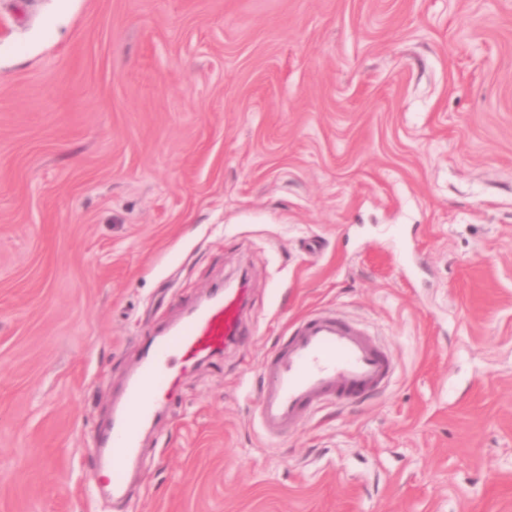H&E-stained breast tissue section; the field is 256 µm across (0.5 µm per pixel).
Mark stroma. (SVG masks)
I'll return each instance as SVG.
<instances>
[{
  "mask_svg": "<svg viewBox=\"0 0 512 512\" xmlns=\"http://www.w3.org/2000/svg\"><path fill=\"white\" fill-rule=\"evenodd\" d=\"M241 281L89 491L146 338ZM314 310L395 374L272 443ZM0 512H512V0H0Z\"/></svg>",
  "mask_w": 512,
  "mask_h": 512,
  "instance_id": "35a3bbf8",
  "label": "stroma"
}]
</instances>
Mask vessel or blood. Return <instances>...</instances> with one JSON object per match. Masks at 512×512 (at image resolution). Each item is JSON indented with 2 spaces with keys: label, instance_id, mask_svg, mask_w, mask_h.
I'll return each instance as SVG.
<instances>
[{
  "label": "vessel or blood",
  "instance_id": "vessel-or-blood-1",
  "mask_svg": "<svg viewBox=\"0 0 512 512\" xmlns=\"http://www.w3.org/2000/svg\"><path fill=\"white\" fill-rule=\"evenodd\" d=\"M244 289L216 290L189 310L171 333L149 338L124 391L122 411L95 440L100 458L90 489L121 494L128 466L140 452L142 428L155 421L176 395L180 371L221 355L244 334ZM256 413L263 435L278 439L320 404L343 403L382 389L392 363L360 328L323 312L309 314L261 364Z\"/></svg>",
  "mask_w": 512,
  "mask_h": 512
}]
</instances>
